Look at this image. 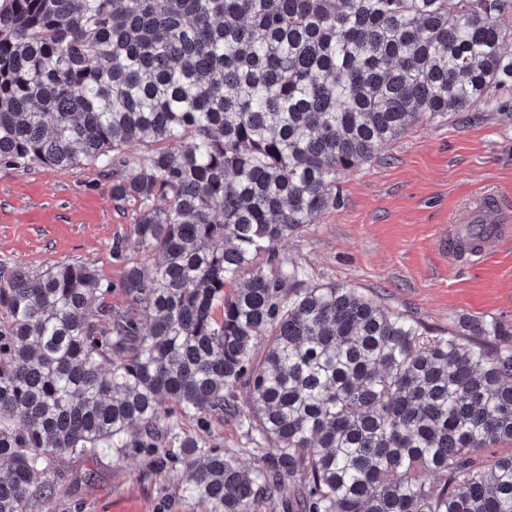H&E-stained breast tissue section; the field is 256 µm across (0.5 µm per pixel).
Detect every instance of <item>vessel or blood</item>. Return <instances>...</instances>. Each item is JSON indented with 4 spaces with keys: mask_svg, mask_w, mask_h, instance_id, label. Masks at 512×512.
I'll list each match as a JSON object with an SVG mask.
<instances>
[{
    "mask_svg": "<svg viewBox=\"0 0 512 512\" xmlns=\"http://www.w3.org/2000/svg\"><path fill=\"white\" fill-rule=\"evenodd\" d=\"M467 226L439 237L441 252L469 255L481 262L512 246V219L504 215L502 196H486L467 218Z\"/></svg>",
    "mask_w": 512,
    "mask_h": 512,
    "instance_id": "obj_1",
    "label": "vessel or blood"
}]
</instances>
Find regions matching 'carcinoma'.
Returning a JSON list of instances; mask_svg holds the SVG:
<instances>
[{"mask_svg":"<svg viewBox=\"0 0 512 512\" xmlns=\"http://www.w3.org/2000/svg\"><path fill=\"white\" fill-rule=\"evenodd\" d=\"M512 0H3L0 164L138 205L127 307L85 261L0 263V512L98 449L204 512H512V325L434 336L278 245L410 126L512 100ZM480 340L466 345L464 335ZM248 389L241 466L208 431ZM196 420L192 430L185 420Z\"/></svg>","mask_w":512,"mask_h":512,"instance_id":"1","label":"carcinoma"}]
</instances>
